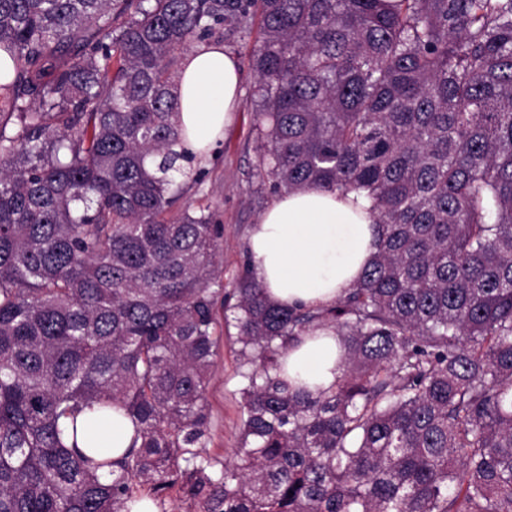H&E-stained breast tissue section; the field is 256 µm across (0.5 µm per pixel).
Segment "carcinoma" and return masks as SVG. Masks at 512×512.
Returning <instances> with one entry per match:
<instances>
[{
    "instance_id": "obj_1",
    "label": "carcinoma",
    "mask_w": 512,
    "mask_h": 512,
    "mask_svg": "<svg viewBox=\"0 0 512 512\" xmlns=\"http://www.w3.org/2000/svg\"><path fill=\"white\" fill-rule=\"evenodd\" d=\"M254 25L260 174L367 192L380 239L312 310L245 269L224 462V225L174 211L177 90L181 50ZM0 51V512H512V0H0ZM321 328L341 375L296 389L281 358ZM115 403L121 457L65 444ZM233 327L224 325V347L217 359L215 376L207 391V398L212 415L211 439L208 453L218 459L232 460L238 448L240 435V404L238 388L239 361L234 346L225 336H235Z\"/></svg>"
}]
</instances>
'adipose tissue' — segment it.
Wrapping results in <instances>:
<instances>
[{
	"label": "adipose tissue",
	"mask_w": 512,
	"mask_h": 512,
	"mask_svg": "<svg viewBox=\"0 0 512 512\" xmlns=\"http://www.w3.org/2000/svg\"><path fill=\"white\" fill-rule=\"evenodd\" d=\"M241 69L236 56L212 42L182 61L178 108L183 145L207 153L224 137L241 106ZM377 215L365 194L309 187L282 195L249 231L252 272L270 298L290 308L336 302L355 284L378 251ZM341 373V352L331 330L305 337L285 356L284 376L310 391L331 388ZM134 434L121 406L111 425L87 437L97 459L120 456Z\"/></svg>",
	"instance_id": "ef3b65f1"
}]
</instances>
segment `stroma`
Returning <instances> with one entry per match:
<instances>
[{"label": "stroma", "mask_w": 512, "mask_h": 512, "mask_svg": "<svg viewBox=\"0 0 512 512\" xmlns=\"http://www.w3.org/2000/svg\"><path fill=\"white\" fill-rule=\"evenodd\" d=\"M257 36L249 30L227 37L224 48L234 54L242 69V102L223 141L193 162L201 183L188 193L194 207L215 213L224 226L220 257L225 295H232L237 280L248 263L249 230L279 198L272 181L260 176L261 139L255 125L251 100L257 78L249 66V51ZM239 361L232 344H225L217 360L215 376L207 391L212 415L208 452L220 460H230L240 435L238 388Z\"/></svg>", "instance_id": "stroma-1"}]
</instances>
